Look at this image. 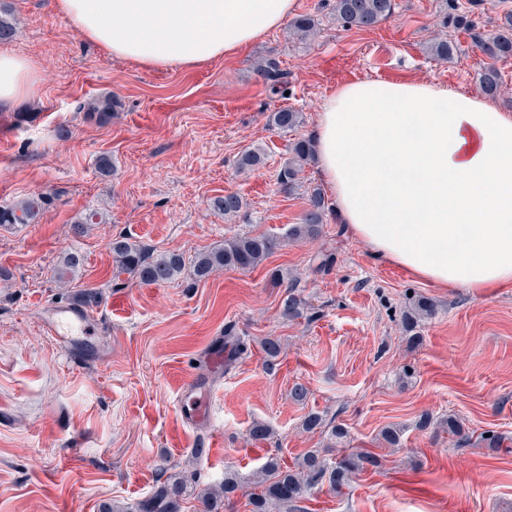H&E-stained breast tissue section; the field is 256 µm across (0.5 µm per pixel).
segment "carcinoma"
<instances>
[{
	"instance_id": "cac0c4a2",
	"label": "carcinoma",
	"mask_w": 512,
	"mask_h": 512,
	"mask_svg": "<svg viewBox=\"0 0 512 512\" xmlns=\"http://www.w3.org/2000/svg\"><path fill=\"white\" fill-rule=\"evenodd\" d=\"M445 10L453 12L456 25L466 30L474 48L493 60L512 58V11L504 14L497 32L485 34L477 31L470 12L461 8L458 0H443ZM396 9V0H334L332 10L336 22L345 30H366L378 26L391 18ZM297 34L305 38L316 30L318 21L307 14L295 17L291 23ZM458 45L446 39L428 47L430 55L437 61L446 62L456 53ZM258 73L269 83L273 91L283 83L284 73L275 60L270 59L258 66ZM482 92L494 97L500 92L501 75L495 65L483 69L479 77ZM269 123L280 130H293L302 123V113L291 108H282L269 116ZM314 154L313 141L301 138L289 146L288 159L278 170L276 182L279 190L292 194L300 187V174ZM264 163V154L259 149H249L237 159L239 170H253ZM47 199L31 197L12 207H0V224H32L36 222ZM215 206L227 218L237 216L247 202L237 193H227L215 200ZM330 211V202L319 187L307 191V206L301 222L288 230V236L314 239L321 233L325 216ZM281 238L274 234L238 236L196 257L192 273L197 279H207L224 268L251 269L258 266L280 246ZM112 255L117 269L142 283H166L176 278L185 268L183 255L162 252L156 257L148 256L145 250L129 240L119 237L112 240ZM80 267V257L67 255L56 271V280L63 286L73 282ZM433 301L418 298L409 312L408 320L414 326L434 313ZM305 302L294 288H289L282 302V313L288 318L303 316ZM377 459L369 452L344 455L330 462L317 450H309L300 457L292 469L281 465L280 459L268 457L261 469V491L252 493V512H273L275 508H286L297 502L303 493L315 486L327 483L341 490L353 475L369 466H376ZM241 486L233 475L224 477L220 491L210 490L201 495L202 512H223L225 503ZM187 484L180 473L170 474L154 495L141 504L138 512H181Z\"/></svg>"
}]
</instances>
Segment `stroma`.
I'll use <instances>...</instances> for the list:
<instances>
[{
  "mask_svg": "<svg viewBox=\"0 0 512 512\" xmlns=\"http://www.w3.org/2000/svg\"><path fill=\"white\" fill-rule=\"evenodd\" d=\"M392 18L371 30L344 31L333 0H297V14L319 19L314 39L288 26L243 51L193 67L152 68L107 55L50 0H0L17 23L0 51L36 61V95L0 108V207L41 194L52 202L34 224L0 226V512H100L135 508L185 471L182 512H198L193 492L225 473L241 491L224 512H250L267 455L293 466L309 450L328 459L368 450L379 468L336 492L320 485L288 512H512V291L477 296L435 288L386 261L328 213L321 234L286 233L306 208L302 192L278 191L276 171L294 139L313 135L323 100L362 79L434 82L479 89L496 65L512 110V59L490 62L467 32L441 25V0H397ZM436 39L457 42L450 60L431 58ZM275 60L285 91L258 76ZM117 107L107 123L89 113L98 98ZM302 124L269 123L281 108ZM265 148L266 165L240 172L236 160ZM110 156L111 175L98 170ZM227 192L248 207L226 218L212 202ZM98 211L103 223L74 237L72 223ZM274 233L283 243L256 268L223 269L208 280L184 270L175 280L142 284L118 273L110 243L118 237L193 260L242 235ZM80 252L84 266L69 287L55 269ZM305 300L303 317L283 316L288 286ZM101 300L96 345L71 362L42 327L55 304ZM436 303L410 342L404 314L414 296ZM232 331L245 352L212 379L213 416L191 427L180 417L181 387L211 341ZM280 356L266 360L265 337ZM303 385L305 400L292 390ZM316 414L320 427L306 430ZM456 418L468 435H449ZM271 439L252 440L254 423ZM344 439L331 435L334 426ZM401 432L387 445L384 428ZM200 449L191 459L192 449Z\"/></svg>",
  "mask_w": 512,
  "mask_h": 512,
  "instance_id": "35a3bbf8",
  "label": "stroma"
}]
</instances>
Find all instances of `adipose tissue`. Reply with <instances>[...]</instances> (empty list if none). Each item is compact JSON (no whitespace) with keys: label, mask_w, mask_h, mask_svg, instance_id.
I'll use <instances>...</instances> for the list:
<instances>
[{"label":"adipose tissue","mask_w":512,"mask_h":512,"mask_svg":"<svg viewBox=\"0 0 512 512\" xmlns=\"http://www.w3.org/2000/svg\"><path fill=\"white\" fill-rule=\"evenodd\" d=\"M110 55L192 67L251 45L296 0H52ZM0 53V104L34 93ZM336 210L374 258L436 288L512 291V115L435 83L358 80L326 98L314 137Z\"/></svg>","instance_id":"ef3b65f1"}]
</instances>
